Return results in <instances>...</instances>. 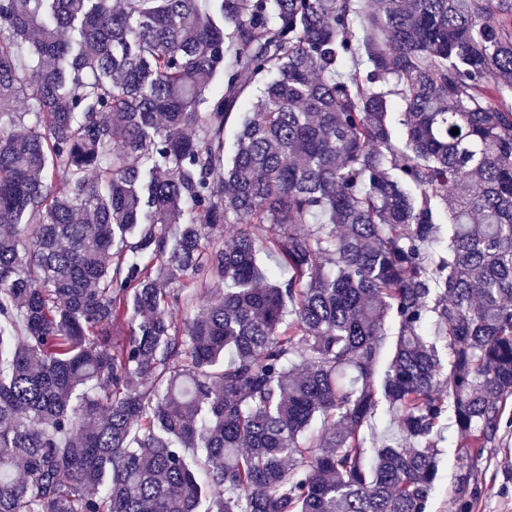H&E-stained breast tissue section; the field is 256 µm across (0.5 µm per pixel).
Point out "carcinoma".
<instances>
[{"label":"carcinoma","mask_w":512,"mask_h":512,"mask_svg":"<svg viewBox=\"0 0 512 512\" xmlns=\"http://www.w3.org/2000/svg\"><path fill=\"white\" fill-rule=\"evenodd\" d=\"M510 401L512 0H0V512H427Z\"/></svg>","instance_id":"1"}]
</instances>
